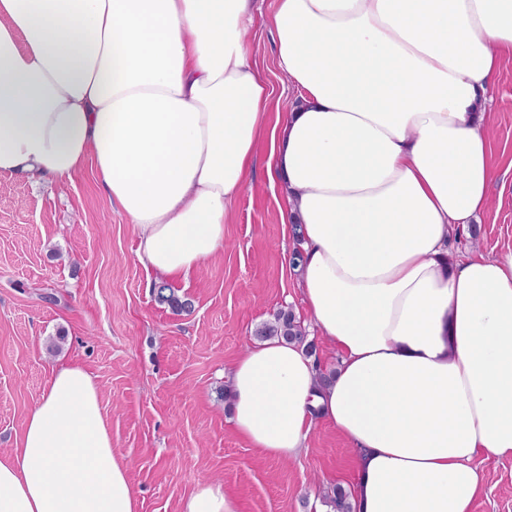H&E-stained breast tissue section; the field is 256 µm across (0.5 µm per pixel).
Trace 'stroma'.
<instances>
[{"mask_svg": "<svg viewBox=\"0 0 512 512\" xmlns=\"http://www.w3.org/2000/svg\"><path fill=\"white\" fill-rule=\"evenodd\" d=\"M261 0L250 48L271 98L275 126L294 93L277 67ZM492 203L473 237L453 234L460 253L512 245V65L492 89ZM270 141L224 227V248L188 278L169 280L192 310L176 314L151 292L154 275L136 257L137 236L109 204L92 166L51 183L0 173V455L15 448L53 372L77 364L93 375L129 465L139 512H180L203 480L223 482L241 512H310L353 478L351 442L317 423L294 459L263 457L233 432L224 391L254 331L292 310L316 346L324 373L339 357L317 332L288 265L299 248L281 222V193L267 175ZM484 492L473 512H512V459H478Z\"/></svg>", "mask_w": 512, "mask_h": 512, "instance_id": "1", "label": "stroma"}]
</instances>
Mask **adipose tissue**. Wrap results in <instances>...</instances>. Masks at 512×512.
Segmentation results:
<instances>
[{"label": "adipose tissue", "mask_w": 512, "mask_h": 512, "mask_svg": "<svg viewBox=\"0 0 512 512\" xmlns=\"http://www.w3.org/2000/svg\"><path fill=\"white\" fill-rule=\"evenodd\" d=\"M255 0H0V172L93 165L159 279L224 246L270 139L306 309L340 356L256 343L228 373L236 434L287 460L323 422L354 446L351 512H473L512 458V245L459 256L490 207L487 94L512 0H276L298 93L274 128L245 35ZM0 512H138L94 377L61 366L0 456ZM180 512H240L218 481Z\"/></svg>", "instance_id": "1"}]
</instances>
